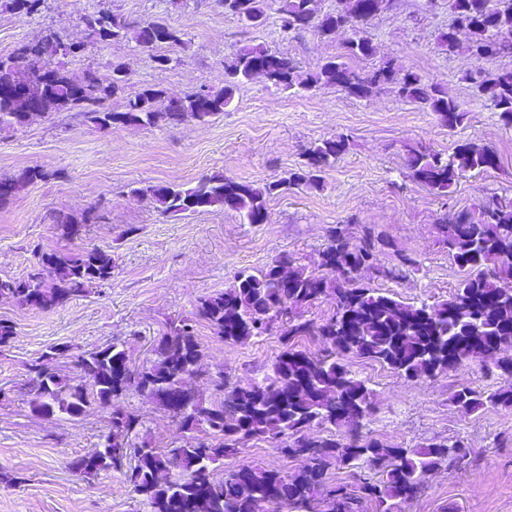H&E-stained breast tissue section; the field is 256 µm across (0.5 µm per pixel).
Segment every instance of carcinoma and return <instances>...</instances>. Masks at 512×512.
<instances>
[{
  "instance_id": "1",
  "label": "carcinoma",
  "mask_w": 512,
  "mask_h": 512,
  "mask_svg": "<svg viewBox=\"0 0 512 512\" xmlns=\"http://www.w3.org/2000/svg\"><path fill=\"white\" fill-rule=\"evenodd\" d=\"M281 28L286 31L311 30L331 39L336 31L358 14L375 16L389 7V0H347L345 11L318 15L315 0H276ZM44 0H10V7L21 17H32ZM228 14L246 27H259L267 18L269 0H234ZM453 20L462 25L470 49L481 56L494 44L497 57L512 56V0H452ZM95 42L106 44L132 38L141 47L180 45L182 33L170 26L149 22L133 25L120 16L101 10L86 18ZM452 26L441 34L440 45L448 53L456 51L457 32ZM63 42L54 32L32 43L44 61V73L33 84L47 101L49 111L83 108L99 126L134 124L154 127L161 122L187 120L206 122L226 111L239 87L253 78V68L267 70L271 86L282 91H312L336 85L345 76L341 90L350 96L367 98L377 89L390 85L399 97L417 102L439 116L453 129L466 116L462 105L436 84H426L410 71L383 62L369 70L357 69L350 59L371 58L376 49L361 32L345 46V54L328 59L319 70L306 72L287 55L262 45L237 50L224 61V85L169 98L162 89L144 88L126 98L121 111L102 110L109 97L124 91L128 74L120 63L102 77L88 70L71 73L56 62ZM477 92L498 112L506 129H512V71L502 70L473 79ZM19 126L12 105L0 99V130ZM342 135L323 139L307 149L303 167L288 176L257 188L222 173L204 176L192 187L148 185L134 192L150 199L163 213H195L221 206L238 212L250 224L268 216L266 199L281 189H317L321 174L347 147ZM497 163L487 148L461 144L444 156L422 146L408 150L407 168L411 176L440 196H446L465 172L483 171ZM44 178L37 168L23 170L9 179L17 187ZM97 219L90 211L78 220L58 216L60 235L73 239L81 225ZM464 278L447 299L432 305H414L385 295L360 283V272L374 266L378 247L390 245L372 226L362 230L359 242L351 241L347 225L327 229L328 245L321 254L324 273L291 265L286 255L276 257L265 268L237 276L220 293L201 298L196 316L214 334L235 343L258 337L277 327L281 350L271 373L258 383L246 386L216 385L219 399L207 405L189 396L188 410L173 414L180 426L191 432L204 430L214 437L211 443L187 442L161 451L146 446L129 448V437L139 421L123 414L111 421L101 446L72 462V469L94 475L120 468L132 456L129 480L132 492L150 512H180L177 498L190 493L193 479L212 483L213 496L208 512H268L265 492L274 485L282 491L288 512H363L372 502L377 512H402V504L422 490L426 476L449 464L461 465L470 451L458 443H431L419 448H390L377 439L358 433L357 425L372 410V391L352 375L343 363L347 355L364 357L388 366L408 378H434L459 367L455 356L466 363L472 359H493L501 371L503 384L492 391L469 386L455 390L452 403L466 414L486 406L512 407V357L501 356L493 346L496 337L512 340V204H489L473 216L459 212L444 217L437 227ZM112 253L91 248L41 254L37 268L24 278L0 276V298L13 299L21 307L48 310L88 291L94 284L112 278ZM331 293L335 310L321 320L307 319L301 308ZM321 340L323 350L316 354L299 348L301 338ZM156 359L148 368L134 371L119 343L91 351L72 353L67 345L50 348L49 354L71 358L77 369L73 379L60 376L41 364L38 357L27 364L33 413L63 416L74 420L92 404L105 405L135 390L152 398L179 382L187 383L192 367L204 357V348L194 326L186 321L171 325L154 349ZM317 426L347 428L349 438L334 437L316 442L321 451L306 458L302 471L288 474L252 466L253 481L241 487L234 472L218 477L217 463L234 454L239 446L253 439L283 442ZM363 461L380 477L351 488L328 485L327 475L338 464L347 468Z\"/></svg>"
}]
</instances>
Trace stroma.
Instances as JSON below:
<instances>
[{
  "instance_id": "1",
  "label": "stroma",
  "mask_w": 512,
  "mask_h": 512,
  "mask_svg": "<svg viewBox=\"0 0 512 512\" xmlns=\"http://www.w3.org/2000/svg\"><path fill=\"white\" fill-rule=\"evenodd\" d=\"M101 10L183 33L181 45L160 46L172 59L164 70L130 39L64 58L74 73L92 69L107 75L113 64L126 65L127 88L106 101L109 110L149 86L175 97L221 87L225 58L248 44L286 54L313 72L343 54L350 36L346 30L330 40L311 31L285 33L273 8L264 26L249 29L225 14L217 0H45L42 12L28 19L13 13L9 0H0V54L49 29L66 42L83 40V17ZM452 19L448 0H392L367 28L375 56L355 62L367 70L389 60L440 84L466 111L452 130L389 85L367 98L333 86L291 96L256 79L238 89L228 111L205 123L102 127L73 109L0 131L1 179L33 167L44 173L0 206V276L24 277L43 251L98 247L115 260L110 280L48 311L0 298V319L15 325L10 348L0 352V474L12 478L0 481V512H149L131 489L128 467L94 476L69 468L108 433L111 408L92 405L75 421L32 412L26 365L51 347L65 344L77 354L119 342L131 368L150 365L167 322L192 317L200 297L223 291L239 273L256 272L283 254L317 269L327 229L336 224H349L355 237L362 225H378L392 243L379 251L376 267L363 273L366 287L429 304L454 292L464 272L439 241V219L512 198V130L504 129L468 77L479 70H512V57L488 62L463 48L444 51L439 36ZM336 135L347 136L348 146L323 173L321 189L278 191L268 200L264 224L246 223L219 207L165 214L133 193L149 184H190L217 172L261 187L301 167L311 144ZM416 143L446 155L465 143L487 146L498 162L466 173L452 193L440 197L409 174L407 148ZM91 209L96 223L84 225L76 239L60 237L55 215L78 217ZM402 254L413 266L401 277H383L382 269L398 265ZM196 333L205 349V373L189 386L207 403L216 397V375L240 385L261 381L280 351L275 329L243 343L224 342L202 321ZM344 362L373 391L362 434L396 448L457 441L474 456L472 463L428 476L404 512L451 506L456 512H512V407L465 415L450 400L460 385L498 387L499 370L473 361L445 375L411 380L355 355ZM119 406L138 418L136 439L147 446L166 450L210 439L207 432L182 429L158 401L138 392L127 393ZM244 463L295 472L304 460L284 455L275 442L255 439L225 457L219 471Z\"/></svg>"
}]
</instances>
